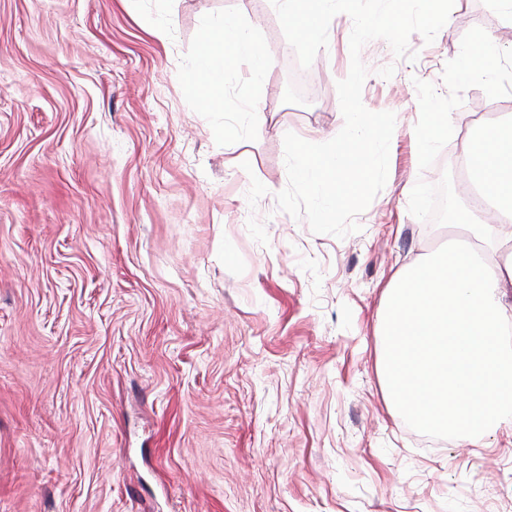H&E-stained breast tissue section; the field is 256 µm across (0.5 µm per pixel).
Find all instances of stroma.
Segmentation results:
<instances>
[{
  "label": "stroma",
  "mask_w": 512,
  "mask_h": 512,
  "mask_svg": "<svg viewBox=\"0 0 512 512\" xmlns=\"http://www.w3.org/2000/svg\"><path fill=\"white\" fill-rule=\"evenodd\" d=\"M225 25L273 64L225 57L209 110L200 37ZM352 26L302 105L270 0H0V512H512V434L426 436L379 372L386 283L449 237L420 198L512 113V20L455 0L416 61L363 47L362 101L396 125L338 238L276 195L285 133L344 125ZM487 33L502 77L462 79Z\"/></svg>",
  "instance_id": "35a3bbf8"
}]
</instances>
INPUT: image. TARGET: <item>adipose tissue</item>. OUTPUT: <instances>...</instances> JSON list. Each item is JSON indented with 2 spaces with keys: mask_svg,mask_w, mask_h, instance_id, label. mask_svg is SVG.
<instances>
[{
  "mask_svg": "<svg viewBox=\"0 0 512 512\" xmlns=\"http://www.w3.org/2000/svg\"><path fill=\"white\" fill-rule=\"evenodd\" d=\"M224 46L255 55L245 29L204 31L201 88L222 83ZM487 129L480 150L465 151L482 216L478 246L453 265L434 253L397 270L386 287L381 373L390 401L412 413L428 408L434 430L466 440L512 431V349L502 338L512 325V114Z\"/></svg>",
  "mask_w": 512,
  "mask_h": 512,
  "instance_id": "ef3b65f1",
  "label": "adipose tissue"
}]
</instances>
